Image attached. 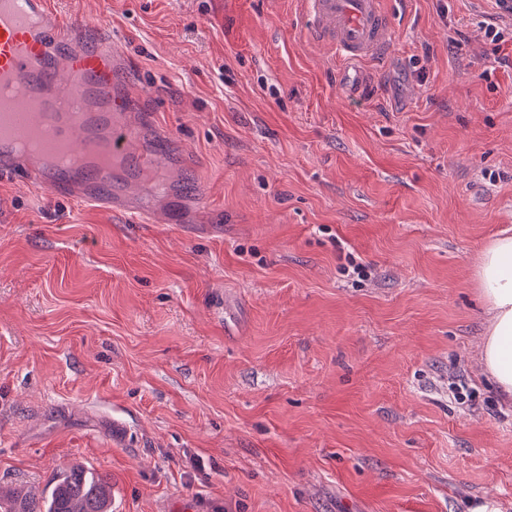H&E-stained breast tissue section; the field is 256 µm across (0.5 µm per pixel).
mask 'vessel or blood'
<instances>
[{
	"instance_id": "b4317fda",
	"label": "vessel or blood",
	"mask_w": 512,
	"mask_h": 512,
	"mask_svg": "<svg viewBox=\"0 0 512 512\" xmlns=\"http://www.w3.org/2000/svg\"><path fill=\"white\" fill-rule=\"evenodd\" d=\"M313 38L356 63L375 62L390 50L392 23L381 0H305ZM126 64L115 38L101 37L83 20L65 19L50 0H0V175L36 189L112 210L133 224H149L155 212L131 191L161 163L141 143L158 136L139 122L141 95L126 88ZM40 139L46 153L65 152L57 166L27 156L20 137ZM107 142L120 173L85 160L88 142Z\"/></svg>"
}]
</instances>
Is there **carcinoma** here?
<instances>
[{
	"label": "carcinoma",
	"mask_w": 512,
	"mask_h": 512,
	"mask_svg": "<svg viewBox=\"0 0 512 512\" xmlns=\"http://www.w3.org/2000/svg\"><path fill=\"white\" fill-rule=\"evenodd\" d=\"M111 504L110 479L80 466L63 470L45 499L21 490L5 497L0 491V512H111Z\"/></svg>",
	"instance_id": "1"
}]
</instances>
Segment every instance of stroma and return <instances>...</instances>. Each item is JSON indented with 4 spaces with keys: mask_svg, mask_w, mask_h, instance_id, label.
<instances>
[{
    "mask_svg": "<svg viewBox=\"0 0 512 512\" xmlns=\"http://www.w3.org/2000/svg\"><path fill=\"white\" fill-rule=\"evenodd\" d=\"M51 2L122 35L187 221L0 179V487L80 462L112 512H512L474 280L512 230V29L382 0L347 97L302 0Z\"/></svg>",
    "mask_w": 512,
    "mask_h": 512,
    "instance_id": "1",
    "label": "stroma"
}]
</instances>
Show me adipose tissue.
Wrapping results in <instances>:
<instances>
[{
  "instance_id": "obj_1",
  "label": "adipose tissue",
  "mask_w": 512,
  "mask_h": 512,
  "mask_svg": "<svg viewBox=\"0 0 512 512\" xmlns=\"http://www.w3.org/2000/svg\"><path fill=\"white\" fill-rule=\"evenodd\" d=\"M487 325L479 364L502 400L512 401V235L496 236L482 250L475 271Z\"/></svg>"
}]
</instances>
